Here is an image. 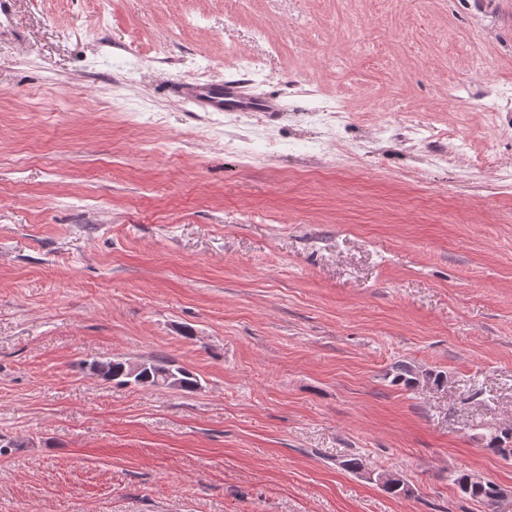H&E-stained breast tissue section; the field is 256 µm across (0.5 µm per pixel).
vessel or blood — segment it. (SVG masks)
<instances>
[{
	"instance_id": "vessel-or-blood-1",
	"label": "vessel or blood",
	"mask_w": 512,
	"mask_h": 512,
	"mask_svg": "<svg viewBox=\"0 0 512 512\" xmlns=\"http://www.w3.org/2000/svg\"><path fill=\"white\" fill-rule=\"evenodd\" d=\"M181 98L206 112H271L272 102L251 96L242 80L228 79L221 84H174Z\"/></svg>"
}]
</instances>
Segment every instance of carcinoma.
<instances>
[{
    "instance_id": "cac0c4a2",
    "label": "carcinoma",
    "mask_w": 512,
    "mask_h": 512,
    "mask_svg": "<svg viewBox=\"0 0 512 512\" xmlns=\"http://www.w3.org/2000/svg\"><path fill=\"white\" fill-rule=\"evenodd\" d=\"M89 369H94L120 384L133 383L143 387L167 386L189 392L196 390L200 385V381L193 372L176 365L173 360L165 356H154L141 361L134 369L131 368V362L120 358L102 362L93 361L89 364ZM422 381L438 386L443 383V376L429 371L423 373L406 364L396 365L393 382L411 388ZM511 441L512 429H505L498 434L489 435L487 447L508 459L512 457V447L509 446ZM454 483L463 494L486 505L490 504L493 495L500 492L498 486L489 481L481 484L467 483L465 474L457 476Z\"/></svg>"
}]
</instances>
